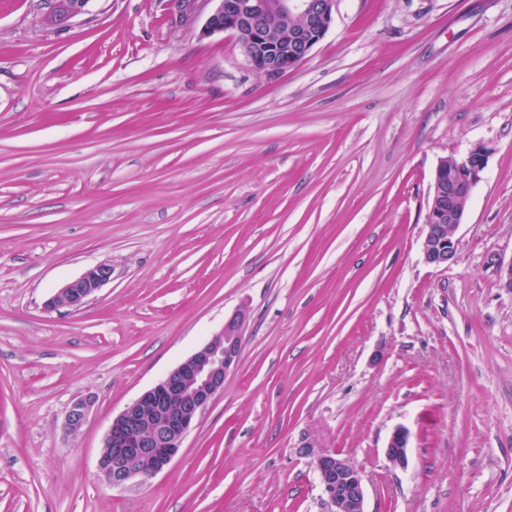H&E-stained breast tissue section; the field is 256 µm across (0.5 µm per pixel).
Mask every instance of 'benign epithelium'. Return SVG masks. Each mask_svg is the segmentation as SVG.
Masks as SVG:
<instances>
[{
  "label": "benign epithelium",
  "mask_w": 512,
  "mask_h": 512,
  "mask_svg": "<svg viewBox=\"0 0 512 512\" xmlns=\"http://www.w3.org/2000/svg\"><path fill=\"white\" fill-rule=\"evenodd\" d=\"M88 0H50L47 20L62 23L82 13ZM180 20L193 25L204 19L202 38L227 34L234 39L250 67L275 79L305 59L325 36L336 0H175ZM287 26L288 38L273 40L266 33L269 18ZM487 163L481 146L461 158L441 159L430 182L423 253L427 263L448 266L455 257L454 231L463 223L474 186ZM501 288L512 291V262L490 257ZM112 280V264L99 263L59 288L46 308L82 309ZM248 312H234L223 329L171 370L112 420L99 458L108 485L123 487L138 478H152L169 466L188 432L224 391V379L237 365ZM91 401L79 398L69 407L64 425L77 432L84 425ZM409 432L396 428L385 455L394 467L407 463ZM318 474L330 512H365L364 476L350 459L335 451L302 448Z\"/></svg>",
  "instance_id": "7a95c632"
}]
</instances>
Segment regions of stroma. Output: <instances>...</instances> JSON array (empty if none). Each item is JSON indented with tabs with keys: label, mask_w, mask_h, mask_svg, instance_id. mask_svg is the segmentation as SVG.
<instances>
[{
	"label": "stroma",
	"mask_w": 512,
	"mask_h": 512,
	"mask_svg": "<svg viewBox=\"0 0 512 512\" xmlns=\"http://www.w3.org/2000/svg\"><path fill=\"white\" fill-rule=\"evenodd\" d=\"M0 0V512H512V0H337L277 79L171 0ZM483 146L457 254L423 256L439 160ZM100 262L82 309L46 301ZM249 320L155 478L97 461L128 404ZM94 404L63 429L71 403ZM406 428L405 467L385 456ZM50 11L47 20L50 23H62L81 14L88 0H50ZM318 474L330 512H365L364 476L359 467L336 451L303 448Z\"/></svg>",
	"instance_id": "obj_1"
}]
</instances>
